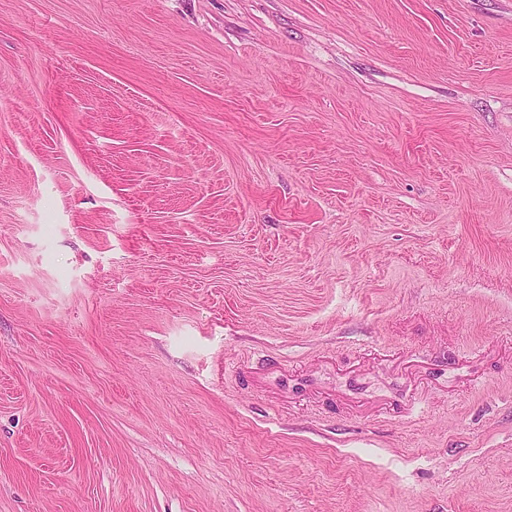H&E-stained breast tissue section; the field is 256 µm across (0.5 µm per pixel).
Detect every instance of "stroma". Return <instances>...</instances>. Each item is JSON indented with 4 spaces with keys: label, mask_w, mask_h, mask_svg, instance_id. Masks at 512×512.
Returning <instances> with one entry per match:
<instances>
[{
    "label": "stroma",
    "mask_w": 512,
    "mask_h": 512,
    "mask_svg": "<svg viewBox=\"0 0 512 512\" xmlns=\"http://www.w3.org/2000/svg\"><path fill=\"white\" fill-rule=\"evenodd\" d=\"M0 512H512V0H0Z\"/></svg>",
    "instance_id": "stroma-1"
}]
</instances>
